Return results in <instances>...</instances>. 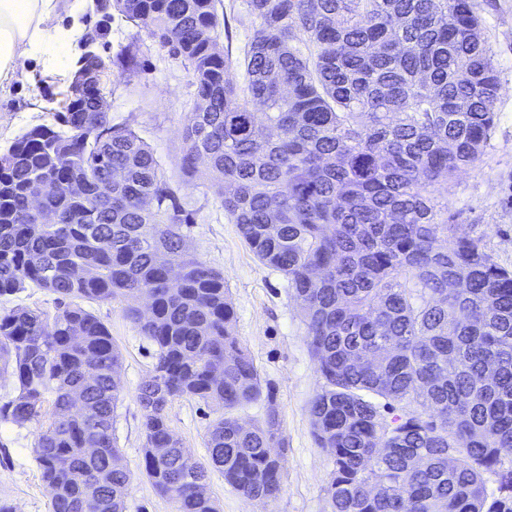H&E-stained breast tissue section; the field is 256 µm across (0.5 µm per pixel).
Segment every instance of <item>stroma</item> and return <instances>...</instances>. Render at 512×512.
I'll list each match as a JSON object with an SVG mask.
<instances>
[{"mask_svg":"<svg viewBox=\"0 0 512 512\" xmlns=\"http://www.w3.org/2000/svg\"><path fill=\"white\" fill-rule=\"evenodd\" d=\"M473 7L499 76L495 124L481 160L439 185L436 197L447 205L458 234L481 238L486 251L512 269V0H473ZM100 18L95 0H89L77 16L63 13L53 19L54 27L73 30V38L33 61L31 82L0 90L1 151L32 127L53 123L57 81L76 71L85 37ZM192 93L191 74L155 47L147 53L144 71L115 74L107 82L113 122L128 126L151 146L182 202L193 210V223L181 228L185 248L223 274L235 309L232 328L253 358L281 420L282 492L275 501L256 505L214 469L210 490L219 512H329L323 488L332 462L316 443L308 414L322 381L307 346L300 304L286 278L250 251L209 181L184 175L183 128ZM87 308L109 328L121 352L122 396L112 432L130 474L126 512H174L142 472V411L136 395L152 370L155 348L128 317L124 302L92 301ZM167 414L184 448L207 462L204 440L215 405L182 398L169 405ZM39 429L35 422L19 427L0 421V505L12 512H49L50 495L33 454Z\"/></svg>","mask_w":512,"mask_h":512,"instance_id":"stroma-1","label":"stroma"}]
</instances>
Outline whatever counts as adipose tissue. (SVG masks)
Listing matches in <instances>:
<instances>
[{
  "instance_id": "1",
  "label": "adipose tissue",
  "mask_w": 512,
  "mask_h": 512,
  "mask_svg": "<svg viewBox=\"0 0 512 512\" xmlns=\"http://www.w3.org/2000/svg\"><path fill=\"white\" fill-rule=\"evenodd\" d=\"M60 8L61 0H0V86L26 80L28 60L71 40V31L48 26Z\"/></svg>"
}]
</instances>
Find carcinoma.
<instances>
[{
    "label": "carcinoma",
    "instance_id": "obj_1",
    "mask_svg": "<svg viewBox=\"0 0 512 512\" xmlns=\"http://www.w3.org/2000/svg\"><path fill=\"white\" fill-rule=\"evenodd\" d=\"M245 5L241 59L215 51L216 0H112L97 36L118 14L192 74L182 168L206 165L224 214L300 302L323 380L308 413L331 457V512H512V271L458 235L434 197L480 160L494 126L499 80L471 0ZM144 53L137 41L90 49L81 66L134 72ZM233 65L242 86L224 78ZM61 103L56 123L0 155V296L30 283L57 295L51 316L0 313V370L16 383L0 420L38 422L53 397L34 443L52 512H124L130 475L112 436L121 354L79 304L124 301L155 347L137 392L155 491L175 512H217L210 465L269 504L282 490L281 423L270 399L260 421L239 423L262 400L261 377L232 330L224 276L182 250L191 212L149 145L95 111V90L68 85ZM47 180L75 190L31 208ZM183 397L221 409L207 466L170 429L167 406Z\"/></svg>",
    "mask_w": 512,
    "mask_h": 512
}]
</instances>
